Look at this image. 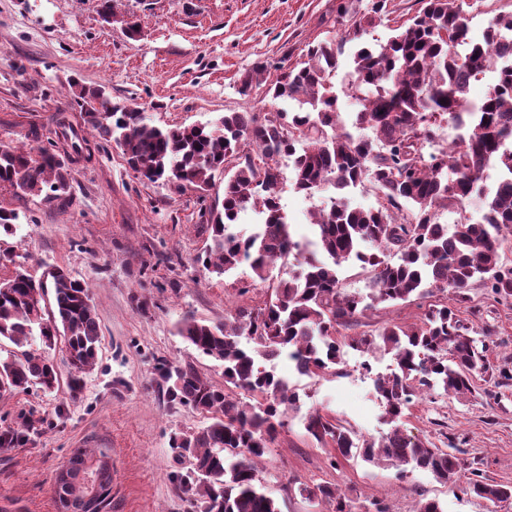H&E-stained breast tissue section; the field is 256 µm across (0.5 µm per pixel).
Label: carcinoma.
<instances>
[{
    "instance_id": "1",
    "label": "carcinoma",
    "mask_w": 512,
    "mask_h": 512,
    "mask_svg": "<svg viewBox=\"0 0 512 512\" xmlns=\"http://www.w3.org/2000/svg\"><path fill=\"white\" fill-rule=\"evenodd\" d=\"M458 2L457 9L449 4ZM391 0H369L358 10L337 8L336 24L348 27L345 38H327L309 47L308 60L281 68L268 94L291 101L288 112L271 105L268 112H226L214 121L159 127L144 110L112 103L103 85L71 81L84 110V123L98 138L115 141L127 165L149 182L204 193L217 172L224 173L221 204L209 211L211 243L197 261L223 275L249 259L255 279L265 282L276 262H293L297 271L270 285L263 305L239 308L224 323L193 316L177 326L198 352L222 363L224 386L214 384L190 362L155 368L158 392L170 405L188 406L208 423L171 438V448L190 469L172 480L200 512H280L276 500L258 485L257 460L278 435L284 411L299 396L285 378L259 366L256 357L280 356L309 377L336 376L341 352L349 347L392 355L395 369L374 379L388 432L375 442L319 410L305 417L307 434L338 457L358 452L371 463L389 462L429 470L446 484L457 483L466 469L457 448H433L407 433L401 424L413 398L439 389L466 398L475 392L476 374L486 369L488 345L446 305H434L412 327L387 324L374 333L348 336L343 331L368 310L433 291H448L457 301L483 279L497 296L512 298V268L500 264L512 226V10L492 18L483 40L468 38L466 0H421L416 16L393 29L388 41H362L367 28L390 14ZM467 46L465 54L456 47ZM344 68L358 112L343 130L333 77ZM491 77L485 96L472 101V83ZM456 131L446 149L426 155L424 148L443 125ZM252 153L244 152V149ZM244 158L245 164H232ZM291 158V183L308 197L332 188L343 191L370 181L380 202L351 207L344 196L312 213L315 239L295 237L283 212L279 188L282 159ZM69 167L44 147L26 149L0 142V191L22 205L48 188L54 199L68 201ZM478 201V222L465 205ZM262 215L253 235L235 226L247 210ZM459 218L448 229L441 211ZM19 208L0 205V230L12 233ZM3 259L12 275L0 280V395L33 386L51 390L58 383L53 362L29 348L38 339L50 349L63 340L70 365L71 389L98 362L100 328L90 286L60 265L33 276L27 261ZM357 261L372 272L366 293L340 288L342 265ZM53 297L48 307L45 297ZM239 390L250 398L232 395ZM78 455L94 465L95 502L102 512L112 491V464L103 449ZM310 501L335 503L334 512H356L354 499L325 482L303 485ZM463 491L488 503L512 499V485L471 472Z\"/></svg>"
}]
</instances>
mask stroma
<instances>
[{
	"mask_svg": "<svg viewBox=\"0 0 512 512\" xmlns=\"http://www.w3.org/2000/svg\"><path fill=\"white\" fill-rule=\"evenodd\" d=\"M100 0H0V141L27 143L30 127L47 128L66 111L95 150L72 159L70 199L49 191L29 197L13 234H0V253L66 266L89 283L99 318L98 363L83 387L71 376L61 348L49 357L59 383L0 398V512H59L53 491L58 467L83 448L112 457V502L107 512H195L171 476L186 470L169 445L173 434L200 427L203 417L171 407L153 382L159 362L196 365L223 383L219 362L199 355L176 333L186 315L211 323L240 307L260 304L266 287L253 283L248 265L215 276L196 261L210 243L208 210L224 192L216 174L209 192L140 180L115 143L99 144L70 88L72 78L105 85L114 103L144 109L154 125L187 126L227 112H262L271 99L256 84L241 93L240 79L256 63L268 78L306 61L309 45L338 34L340 0H112L116 23H105ZM132 17L141 35L126 37ZM281 204L297 235L310 234L311 214L327 193L308 197L283 182ZM449 293L386 304L370 311L355 333L386 323H421ZM457 315L471 336L486 340L487 369L467 399L431 393L415 400L403 420L409 433L438 448L456 446L469 469L512 485V299L497 298L474 281ZM390 356L345 350L343 375L311 379L287 361L276 363L299 395L264 455L258 477L280 512H333L327 502L302 497L300 485L331 482L357 504L379 500L391 512H415L420 497L443 512H487L485 502L438 482L422 469L399 473L361 457L330 466L329 449L306 432L312 410L336 416L361 435L378 439L388 426L374 392V376L388 372Z\"/></svg>",
	"mask_w": 512,
	"mask_h": 512,
	"instance_id": "stroma-1",
	"label": "stroma"
}]
</instances>
